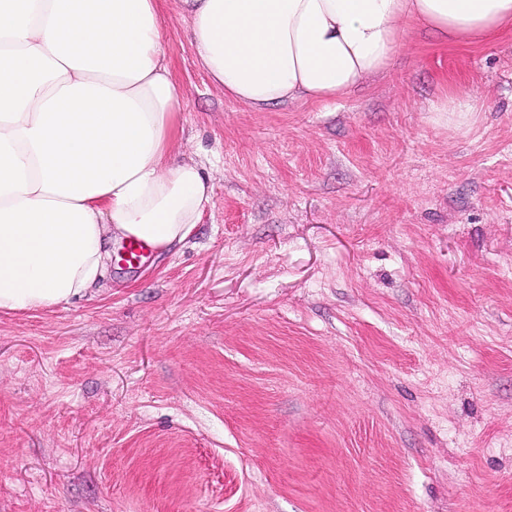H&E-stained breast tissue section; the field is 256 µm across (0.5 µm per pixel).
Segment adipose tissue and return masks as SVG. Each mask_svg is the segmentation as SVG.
I'll use <instances>...</instances> for the list:
<instances>
[{
  "mask_svg": "<svg viewBox=\"0 0 512 512\" xmlns=\"http://www.w3.org/2000/svg\"><path fill=\"white\" fill-rule=\"evenodd\" d=\"M160 0H0V312L104 277L110 245L183 243L212 186L173 162L181 91ZM199 60L256 109L327 105L385 71L409 19L441 42L512 26V0H173Z\"/></svg>",
  "mask_w": 512,
  "mask_h": 512,
  "instance_id": "adipose-tissue-1",
  "label": "adipose tissue"
}]
</instances>
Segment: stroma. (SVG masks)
I'll return each instance as SVG.
<instances>
[{"mask_svg":"<svg viewBox=\"0 0 512 512\" xmlns=\"http://www.w3.org/2000/svg\"><path fill=\"white\" fill-rule=\"evenodd\" d=\"M162 12L213 198L0 312V512H512V29L413 21L362 89L259 111Z\"/></svg>","mask_w":512,"mask_h":512,"instance_id":"1","label":"stroma"}]
</instances>
